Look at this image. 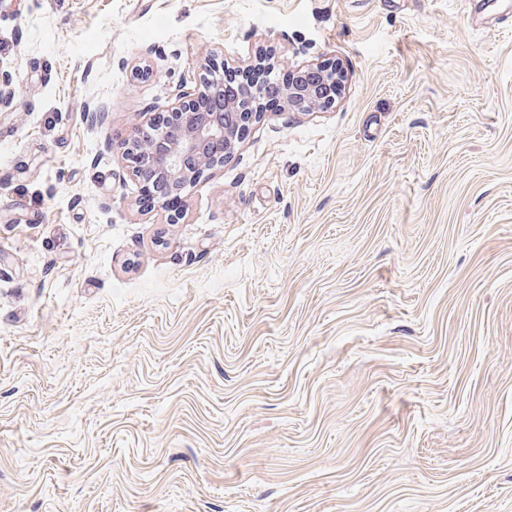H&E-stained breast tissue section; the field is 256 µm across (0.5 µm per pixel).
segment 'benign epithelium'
Returning <instances> with one entry per match:
<instances>
[{
	"instance_id": "benign-epithelium-1",
	"label": "benign epithelium",
	"mask_w": 512,
	"mask_h": 512,
	"mask_svg": "<svg viewBox=\"0 0 512 512\" xmlns=\"http://www.w3.org/2000/svg\"><path fill=\"white\" fill-rule=\"evenodd\" d=\"M199 84L179 86L171 97L170 126L150 132L138 121L122 143L137 181L150 175L162 182V200L179 195L208 169L224 165L263 112L259 104L224 95L225 65L210 58L197 63ZM344 82L340 63L307 64L282 90L284 111L317 112L335 104Z\"/></svg>"
}]
</instances>
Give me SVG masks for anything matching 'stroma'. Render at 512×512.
<instances>
[{"mask_svg": "<svg viewBox=\"0 0 512 512\" xmlns=\"http://www.w3.org/2000/svg\"><path fill=\"white\" fill-rule=\"evenodd\" d=\"M208 56L344 89L141 207ZM0 71V512H512L494 0H0Z\"/></svg>", "mask_w": 512, "mask_h": 512, "instance_id": "35a3bbf8", "label": "stroma"}]
</instances>
